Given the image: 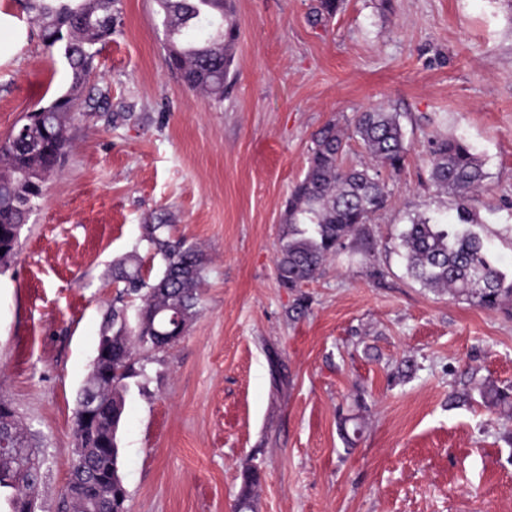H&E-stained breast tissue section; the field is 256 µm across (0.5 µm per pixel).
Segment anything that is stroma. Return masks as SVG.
Returning <instances> with one entry per match:
<instances>
[{
	"mask_svg": "<svg viewBox=\"0 0 512 512\" xmlns=\"http://www.w3.org/2000/svg\"><path fill=\"white\" fill-rule=\"evenodd\" d=\"M318 4L233 0L234 61L208 103L167 67L154 0H121L83 91L94 107L0 275V399L43 461L36 512H61L114 263L135 250L161 271L141 240L159 210L208 267L198 317L129 381L127 512H232L249 467L253 512H512V436L482 401L448 405L454 388L512 385V315L422 287L398 239L414 217L454 220L429 139L460 138L488 174L470 207L512 270V0ZM0 19L2 139L70 74L24 0H0ZM379 103L402 112L409 151L367 225L375 264L342 252L282 287V218L313 134Z\"/></svg>",
	"mask_w": 512,
	"mask_h": 512,
	"instance_id": "1",
	"label": "stroma"
}]
</instances>
